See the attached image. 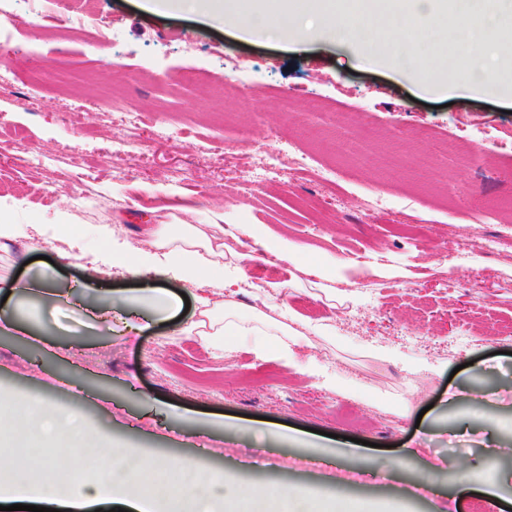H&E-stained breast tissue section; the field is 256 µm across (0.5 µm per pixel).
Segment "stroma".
<instances>
[{
    "label": "stroma",
    "mask_w": 512,
    "mask_h": 512,
    "mask_svg": "<svg viewBox=\"0 0 512 512\" xmlns=\"http://www.w3.org/2000/svg\"><path fill=\"white\" fill-rule=\"evenodd\" d=\"M140 2L97 0L85 29L58 25L73 0L0 6V204L17 235L0 245V311L18 324L0 330V398L48 401L104 443L197 462L206 481L326 488L404 512H512V61L492 88L426 94L396 63L358 61L322 38L244 40ZM121 105L136 112L134 131ZM317 119L327 137L303 138ZM390 124L409 129L401 146ZM488 136L506 148L464 163ZM18 140L39 164L14 151ZM273 150L278 162L262 169ZM377 190L387 211L368 204ZM463 201L481 223L462 217ZM157 202V231L223 213L225 252L250 256L244 276L184 280L143 233L138 208ZM101 225L111 240L96 238ZM276 235L301 261L335 266V299L255 250ZM488 239L502 249L483 252ZM457 243L473 262L445 255ZM135 250L136 272L114 264ZM267 281L284 288L257 317ZM145 288L220 295L250 333L215 349L182 332L200 321L197 305L139 302ZM112 300L118 312L92 316ZM292 310L333 338L291 339L293 365L255 351L276 344ZM66 443L58 432L37 441L95 486L96 469ZM461 474L473 478L465 498ZM424 479L431 495H415Z\"/></svg>",
    "instance_id": "35a3bbf8"
}]
</instances>
